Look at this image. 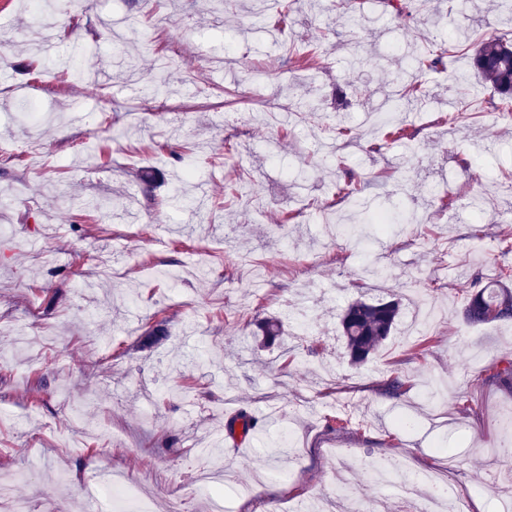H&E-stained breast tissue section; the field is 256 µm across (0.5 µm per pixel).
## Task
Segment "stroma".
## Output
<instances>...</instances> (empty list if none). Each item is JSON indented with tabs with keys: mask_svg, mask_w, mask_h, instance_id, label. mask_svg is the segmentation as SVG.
Segmentation results:
<instances>
[{
	"mask_svg": "<svg viewBox=\"0 0 512 512\" xmlns=\"http://www.w3.org/2000/svg\"><path fill=\"white\" fill-rule=\"evenodd\" d=\"M253 4L0 0V35L17 43L0 73V141L12 146L0 156V477L35 512H85L113 471L146 488L154 512H210L190 481L196 448L244 410L262 437L222 451L233 512L335 497L343 463L349 500L401 512L361 469L384 457L414 505L426 500L414 473L437 471L458 496L449 512H498L492 447L512 422V385L491 375L512 359V321L469 326L462 308L476 279L512 268L495 220L512 214V119L457 52L424 75L429 97L400 121L407 139L374 150L383 132L362 117L395 90L396 61L433 40H510L512 14L429 0L404 21L386 0H359L347 24L295 0L279 26L276 9L259 20ZM36 16L51 40L32 39ZM311 48L317 65L290 69ZM73 57L82 76L62 83ZM163 60L173 92L153 100ZM321 139L341 165L313 154ZM349 181L368 208L411 209L419 223L359 239ZM186 192L205 193L203 207L184 206ZM358 297L404 304L397 335L360 366L337 320ZM273 316L288 328L258 347ZM160 320L166 336L142 346ZM392 374L402 399L381 391Z\"/></svg>",
	"mask_w": 512,
	"mask_h": 512,
	"instance_id": "obj_1",
	"label": "stroma"
}]
</instances>
